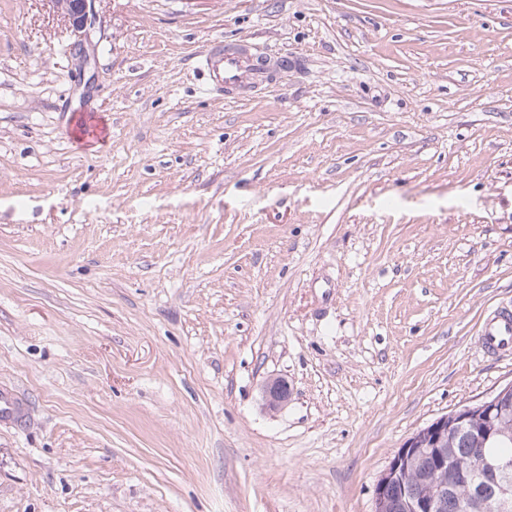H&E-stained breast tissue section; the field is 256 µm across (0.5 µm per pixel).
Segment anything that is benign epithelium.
<instances>
[{
  "label": "benign epithelium",
  "instance_id": "obj_1",
  "mask_svg": "<svg viewBox=\"0 0 512 512\" xmlns=\"http://www.w3.org/2000/svg\"><path fill=\"white\" fill-rule=\"evenodd\" d=\"M54 9L71 26L78 37L75 56L79 66L88 59L83 34L92 24L95 0H50ZM267 409L278 410L288 403V385L281 378L268 380L263 388ZM512 415V383L472 406H465L439 417L411 436L392 458L378 480L374 512H445L448 496L463 494L470 512L495 504L492 512H512V458L490 455L484 448L472 449L473 468L480 472L483 484L475 488L460 467L456 449L448 447V434L475 435L484 442L498 443L508 439L501 424ZM428 458L439 482L425 496L393 497V489L402 474L418 458Z\"/></svg>",
  "mask_w": 512,
  "mask_h": 512
}]
</instances>
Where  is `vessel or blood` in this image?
I'll list each match as a JSON object with an SVG mask.
<instances>
[{"label":"vessel or blood","mask_w":512,"mask_h":512,"mask_svg":"<svg viewBox=\"0 0 512 512\" xmlns=\"http://www.w3.org/2000/svg\"><path fill=\"white\" fill-rule=\"evenodd\" d=\"M200 66L210 76L209 92L223 93L244 85L266 83L276 66L275 60L250 46L214 40ZM482 343L490 352L512 351V311L498 308L484 320L480 329ZM28 417V407L13 391L0 389V421L21 424Z\"/></svg>","instance_id":"vessel-or-blood-1"}]
</instances>
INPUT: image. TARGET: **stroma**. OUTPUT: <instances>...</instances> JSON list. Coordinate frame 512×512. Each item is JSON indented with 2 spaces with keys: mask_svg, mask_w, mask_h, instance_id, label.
<instances>
[{
  "mask_svg": "<svg viewBox=\"0 0 512 512\" xmlns=\"http://www.w3.org/2000/svg\"><path fill=\"white\" fill-rule=\"evenodd\" d=\"M287 60L206 93L209 42ZM0 0V512H373L512 383V0ZM290 399L271 412L267 378ZM96 0H50L54 9L71 26L78 37L75 45V56L80 67L87 64L88 59L82 37L88 26H91L94 18V4ZM482 344L490 352L512 351V311L497 308L484 320L480 329ZM28 417V407L13 391L0 389V421L20 425Z\"/></svg>",
  "mask_w": 512,
  "mask_h": 512,
  "instance_id": "1",
  "label": "stroma"
}]
</instances>
